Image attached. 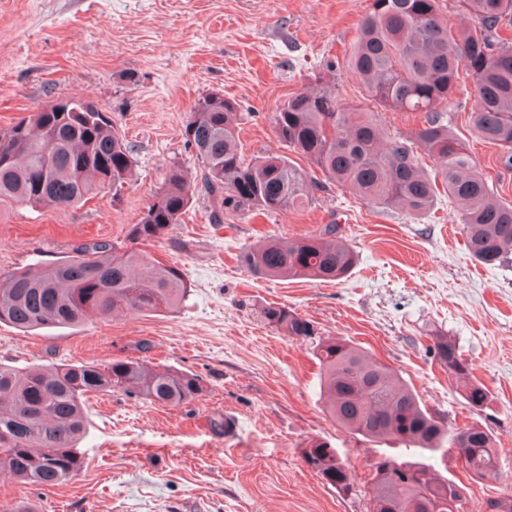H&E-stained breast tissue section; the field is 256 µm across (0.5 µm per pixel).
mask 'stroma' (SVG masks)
Segmentation results:
<instances>
[{
	"mask_svg": "<svg viewBox=\"0 0 512 512\" xmlns=\"http://www.w3.org/2000/svg\"><path fill=\"white\" fill-rule=\"evenodd\" d=\"M372 0H0V128L60 97L95 101L132 148L120 191L78 207L0 203V274L60 262L96 241L128 246L130 224L153 202L174 166L193 170L184 127L212 91L234 99L246 157L283 153L272 115L313 78L338 100L363 101L346 58ZM473 81L461 73L448 110L490 187L512 203V168L470 127ZM358 254L341 280H263L236 260L260 234L295 238L325 225ZM189 292L174 312L90 316L81 326L23 332L0 323V362L18 367L106 362L138 356L200 376L203 394L180 406L115 392L90 396L79 443L82 468L54 487L0 477V512H367L361 494L326 484L303 460L324 443L357 483L375 461L398 456L431 465L465 487V512L512 496V262L471 257L458 211L440 197L424 217L379 209L335 185L303 210L234 226L210 223L196 197L183 224L151 245ZM278 305L319 336L356 344L406 380L449 430L479 426L496 440L499 479L467 473L451 448L369 442L342 428L320 395L308 341L269 326ZM456 344L494 396L472 410L459 380L435 362L430 336ZM232 418L231 436L215 421Z\"/></svg>",
	"mask_w": 512,
	"mask_h": 512,
	"instance_id": "35a3bbf8",
	"label": "stroma"
}]
</instances>
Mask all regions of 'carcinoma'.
<instances>
[{
  "instance_id": "obj_1",
  "label": "carcinoma",
  "mask_w": 512,
  "mask_h": 512,
  "mask_svg": "<svg viewBox=\"0 0 512 512\" xmlns=\"http://www.w3.org/2000/svg\"><path fill=\"white\" fill-rule=\"evenodd\" d=\"M441 0H373L364 16L349 67L364 83L370 109L340 105L325 88L288 98L273 114V128L286 149L307 159L323 179L302 175L288 156L246 160L240 145L238 104L221 91L197 100L185 125L196 152L191 175L172 170L154 202L130 225V246L99 241L79 247L62 263H45L0 274V323L23 331L77 327L89 315L117 310L150 314L176 310L187 295L179 270L155 260L140 245L166 237L182 223L195 194L209 203L212 224L231 225L312 203V188L325 183L347 188L370 205L405 210L420 218L441 194L457 207L470 255L495 265L512 255V204L496 199L466 143L455 134L448 105L460 70L473 80V132L498 147L512 166V42L500 25H512V0H458L477 28L456 33L444 22ZM70 109L35 108L0 131V202L39 207H74L106 188L118 190L132 173L131 148L102 112L68 99ZM383 111L423 112L424 123L399 133L380 148ZM426 154L440 164L427 173ZM350 245L336 238V225L293 242L263 238L244 248L238 261L258 278L308 277L335 281L357 263ZM267 323L289 338L310 340L313 324L281 306L263 309ZM439 366L459 378L468 362L448 337L431 336ZM143 356L103 364L68 363L25 369L0 363V471L21 482L51 487L83 466L78 443L86 431L83 404L89 394L121 392L165 405L189 403L203 392L198 375L161 368ZM321 392L332 417L367 440L437 451L449 444L466 468L482 479L498 477L493 435L471 426L452 433L414 390L378 358L333 337L319 340ZM478 411L494 397L478 381L463 388ZM329 485L356 488L347 465L322 444L303 455ZM407 469L393 484L389 471ZM361 492L369 512H406L428 504L433 512H462L464 488L439 480L421 462L383 457Z\"/></svg>"
}]
</instances>
